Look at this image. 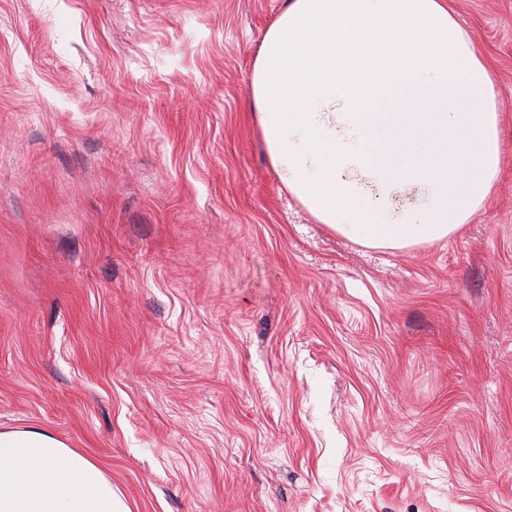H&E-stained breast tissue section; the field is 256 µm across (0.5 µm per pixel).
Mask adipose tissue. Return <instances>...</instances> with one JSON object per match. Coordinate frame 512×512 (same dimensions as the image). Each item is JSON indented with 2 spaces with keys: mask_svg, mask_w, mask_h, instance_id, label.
Masks as SVG:
<instances>
[{
  "mask_svg": "<svg viewBox=\"0 0 512 512\" xmlns=\"http://www.w3.org/2000/svg\"><path fill=\"white\" fill-rule=\"evenodd\" d=\"M281 185L363 246L448 240L492 197L495 78L446 0H285L251 78ZM0 512H131L111 478L37 427L0 429Z\"/></svg>",
  "mask_w": 512,
  "mask_h": 512,
  "instance_id": "adipose-tissue-1",
  "label": "adipose tissue"
}]
</instances>
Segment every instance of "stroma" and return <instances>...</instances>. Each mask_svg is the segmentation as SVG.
Instances as JSON below:
<instances>
[{
    "mask_svg": "<svg viewBox=\"0 0 512 512\" xmlns=\"http://www.w3.org/2000/svg\"><path fill=\"white\" fill-rule=\"evenodd\" d=\"M501 177L447 241L331 232L250 78L283 0H0V427L132 512H512V0H452Z\"/></svg>",
    "mask_w": 512,
    "mask_h": 512,
    "instance_id": "obj_1",
    "label": "stroma"
}]
</instances>
